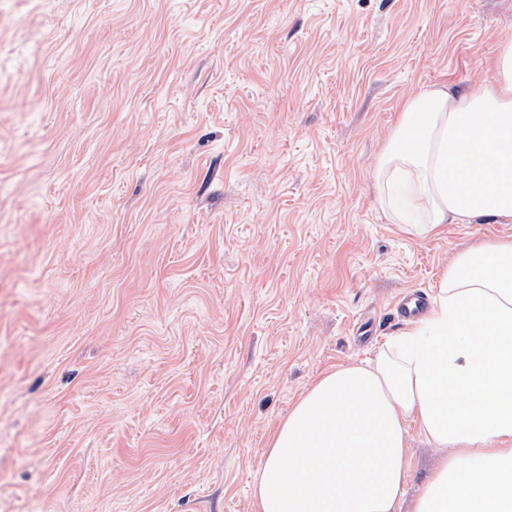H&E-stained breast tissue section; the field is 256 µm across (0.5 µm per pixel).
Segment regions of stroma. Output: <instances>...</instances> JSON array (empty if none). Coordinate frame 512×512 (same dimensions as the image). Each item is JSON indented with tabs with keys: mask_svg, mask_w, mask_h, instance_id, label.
I'll return each mask as SVG.
<instances>
[{
	"mask_svg": "<svg viewBox=\"0 0 512 512\" xmlns=\"http://www.w3.org/2000/svg\"><path fill=\"white\" fill-rule=\"evenodd\" d=\"M512 0H0V512H258L266 442L462 247L378 201Z\"/></svg>",
	"mask_w": 512,
	"mask_h": 512,
	"instance_id": "1",
	"label": "stroma"
}]
</instances>
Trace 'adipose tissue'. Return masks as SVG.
<instances>
[{
  "mask_svg": "<svg viewBox=\"0 0 512 512\" xmlns=\"http://www.w3.org/2000/svg\"><path fill=\"white\" fill-rule=\"evenodd\" d=\"M377 180L421 237L512 222V32L492 83L405 102ZM414 433L442 454L408 501ZM254 497L260 512H512V240L461 250L424 317L315 379L272 432Z\"/></svg>",
  "mask_w": 512,
  "mask_h": 512,
  "instance_id": "obj_1",
  "label": "adipose tissue"
}]
</instances>
